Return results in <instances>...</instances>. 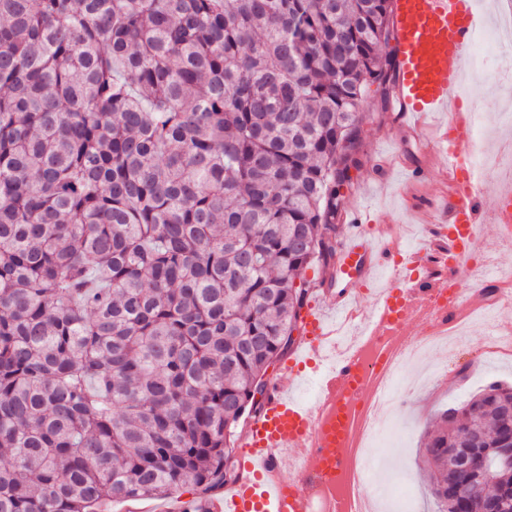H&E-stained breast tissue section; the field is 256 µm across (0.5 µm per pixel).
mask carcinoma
I'll return each instance as SVG.
<instances>
[{
	"mask_svg": "<svg viewBox=\"0 0 512 512\" xmlns=\"http://www.w3.org/2000/svg\"><path fill=\"white\" fill-rule=\"evenodd\" d=\"M391 0H0V512L234 483L236 429L336 265ZM512 387L429 431L435 512L512 499ZM460 448L473 463L448 475Z\"/></svg>",
	"mask_w": 512,
	"mask_h": 512,
	"instance_id": "1",
	"label": "carcinoma"
}]
</instances>
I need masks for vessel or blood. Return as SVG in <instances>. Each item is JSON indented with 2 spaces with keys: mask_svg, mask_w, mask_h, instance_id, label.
<instances>
[{
  "mask_svg": "<svg viewBox=\"0 0 512 512\" xmlns=\"http://www.w3.org/2000/svg\"><path fill=\"white\" fill-rule=\"evenodd\" d=\"M397 35L391 44L396 60L397 121L422 126L441 113L438 133L428 145L443 169L445 205L435 220L438 245L395 252L387 231L365 228L353 218L349 233L337 245L335 289L328 308L314 307L303 316L304 347L284 363L274 378L262 411L241 438L245 462L228 494L212 499L208 512H304L322 494L328 469L342 463L336 452V417L326 411L328 399L350 398L360 370L354 358L322 370L321 395L310 407L291 401L289 388L299 367L334 341L336 325L327 316H358L359 293L378 271L391 272L386 293L373 321L405 315L410 296H430L460 279V264L478 237L482 214L512 224V194L476 184L464 168L469 153L483 152L470 137L469 109L454 104L453 84L465 68L478 28L473 0H393ZM301 449L303 463L294 479L281 472L282 451Z\"/></svg>",
  "mask_w": 512,
  "mask_h": 512,
  "instance_id": "1",
  "label": "vessel or blood"
}]
</instances>
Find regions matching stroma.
Wrapping results in <instances>:
<instances>
[{
  "mask_svg": "<svg viewBox=\"0 0 512 512\" xmlns=\"http://www.w3.org/2000/svg\"><path fill=\"white\" fill-rule=\"evenodd\" d=\"M512 70V34L502 37L501 44L491 52L484 72L473 79V99L482 113L488 131V144L512 138V128L500 120L501 110L512 107V92L501 87L498 68ZM362 122L357 157L358 168L351 171V184L344 190L345 210L359 211L366 223L398 228L402 244L420 246L426 241L422 232L424 218L440 198L443 180L440 169H432L421 183L404 185L402 172L394 170V153H401L413 167L426 164L425 144L432 136L435 119L426 127L407 130L395 127L394 110H382L374 97H365L360 105ZM486 326H476L468 340L459 347L453 359H445L442 351H433L429 366L448 368L446 383L429 388L430 400L424 411L407 406L399 415L402 430L401 447L384 448L383 454L396 474L405 476L420 509L428 512L424 496L427 488L423 448L426 431L440 414L458 407L481 393L489 384L512 385V361L501 362L481 358L480 348L487 338Z\"/></svg>",
  "mask_w": 512,
  "mask_h": 512,
  "instance_id": "1",
  "label": "stroma"
}]
</instances>
